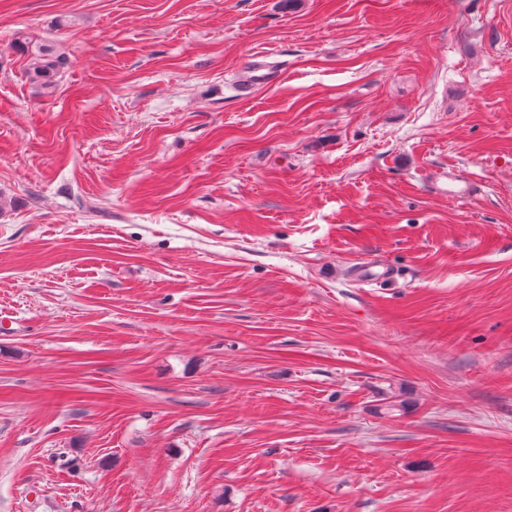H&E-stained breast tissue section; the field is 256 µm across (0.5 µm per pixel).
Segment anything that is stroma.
Segmentation results:
<instances>
[{
    "label": "stroma",
    "instance_id": "obj_1",
    "mask_svg": "<svg viewBox=\"0 0 512 512\" xmlns=\"http://www.w3.org/2000/svg\"><path fill=\"white\" fill-rule=\"evenodd\" d=\"M0 190V512H512V0H0ZM15 44L21 53L31 56L27 71L31 83L41 94H53L67 66L65 56L52 43L33 41L23 34ZM264 64L261 62H251L245 71V74L237 81L238 92L243 98L250 97L253 88L266 82L267 73H263Z\"/></svg>",
    "mask_w": 512,
    "mask_h": 512
}]
</instances>
